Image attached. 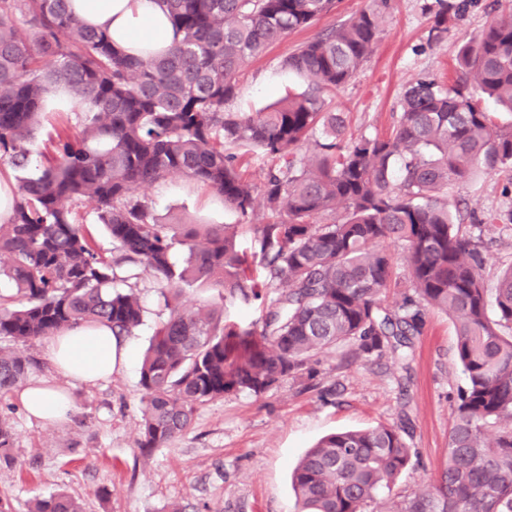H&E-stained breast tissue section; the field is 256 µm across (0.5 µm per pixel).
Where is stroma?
I'll return each instance as SVG.
<instances>
[{"mask_svg": "<svg viewBox=\"0 0 512 512\" xmlns=\"http://www.w3.org/2000/svg\"><path fill=\"white\" fill-rule=\"evenodd\" d=\"M490 0H467L464 14L439 42L428 39L436 0H389L374 55L336 94L332 107L346 116L347 135L389 131L402 90L422 75L447 81L459 50L489 19ZM374 0H339L335 12L288 35L249 60L239 74V112H258L301 92L302 78L281 63L323 28L364 10ZM512 191V170L474 172L448 196L465 200L476 214L499 208ZM160 218L181 224H236L238 214L223 199L180 176L146 192ZM136 293L142 325L127 337L130 358L111 377L95 383L62 379L46 341L26 346L36 362L28 383L64 384L74 409L68 420L42 422L27 415L20 392L0 399L16 439L0 460V504L29 512L35 498L64 492L84 512H166L181 503L187 512H298L290 474L321 437L408 419L410 447L418 456L396 481L393 496H407L435 483L448 463V432L457 393L465 384L456 357V329L448 315L433 311L414 337L408 370L391 356L341 362L333 351L318 354L315 387L290 379L268 392L227 395L203 406L186 433L143 457L138 445L142 393L139 368L160 317L166 316L162 288L142 275ZM335 386L336 394L320 391Z\"/></svg>", "mask_w": 512, "mask_h": 512, "instance_id": "35a3bbf8", "label": "stroma"}]
</instances>
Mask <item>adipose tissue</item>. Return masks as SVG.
Returning a JSON list of instances; mask_svg holds the SVG:
<instances>
[{
    "label": "adipose tissue",
    "mask_w": 512,
    "mask_h": 512,
    "mask_svg": "<svg viewBox=\"0 0 512 512\" xmlns=\"http://www.w3.org/2000/svg\"><path fill=\"white\" fill-rule=\"evenodd\" d=\"M74 16L88 27L106 32L115 47L129 55L169 49L175 34L157 0H71ZM48 353L59 374L95 382L110 377L117 362L128 360L124 341L104 325H79L49 339ZM21 399L31 416L61 421L72 404L52 384L27 386Z\"/></svg>",
    "instance_id": "ef3b65f1"
}]
</instances>
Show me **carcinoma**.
<instances>
[{
  "mask_svg": "<svg viewBox=\"0 0 512 512\" xmlns=\"http://www.w3.org/2000/svg\"><path fill=\"white\" fill-rule=\"evenodd\" d=\"M179 39L162 54L127 56L86 27L69 0H0V165L21 173L13 212L0 224V276L24 300L0 301V397L25 382L31 360L17 345L78 325L104 324L118 339L143 323L134 291L151 274L178 299L222 288L247 301L274 296L260 320L186 301L154 327L143 355L138 448L149 456L226 395L263 394L312 377L316 354L342 348L370 358L403 349L428 311L448 314L466 375L439 482L384 512H512V266L487 287L484 232L512 228V208L470 213L448 190L475 169L512 166V14H497L456 58L450 86L429 76L405 87L391 132L345 140L343 113L329 103L374 54L387 0L300 45L282 67L306 89L264 112H234L238 74L250 58L311 27L336 0H158ZM428 39L440 40L460 7L437 0ZM62 89L83 112L74 136L59 135L32 165L28 143L48 94ZM315 142L313 161L302 146ZM245 149L263 160L256 182ZM180 174L224 198L253 225L263 281L247 274L242 224H171L141 191ZM107 227L112 253L84 232ZM404 251L406 287L389 308L388 245ZM124 269L117 278L115 269ZM406 424L323 437L292 473L300 512H368L411 464ZM15 432L0 417V454ZM32 512H82L65 493Z\"/></svg>",
  "mask_w": 512,
  "mask_h": 512,
  "instance_id": "cac0c4a2",
  "label": "carcinoma"
}]
</instances>
